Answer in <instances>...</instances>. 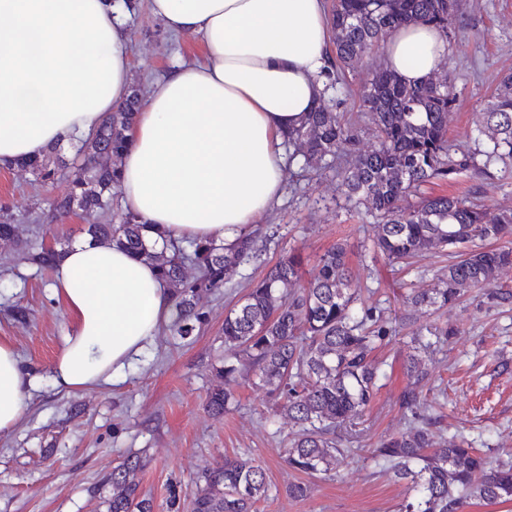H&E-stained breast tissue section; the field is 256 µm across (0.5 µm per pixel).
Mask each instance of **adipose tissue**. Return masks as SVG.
<instances>
[{
  "label": "adipose tissue",
  "mask_w": 512,
  "mask_h": 512,
  "mask_svg": "<svg viewBox=\"0 0 512 512\" xmlns=\"http://www.w3.org/2000/svg\"><path fill=\"white\" fill-rule=\"evenodd\" d=\"M126 0H0V169L94 133L134 86ZM204 63L151 84L119 166L125 210L157 242L229 244L284 193L283 144L320 102L332 33L325 0H149ZM386 64L420 84L446 62L435 28L404 25ZM52 291L73 320L51 366L54 387L111 382L176 316L149 262L81 238L55 263ZM34 378L0 339V433L21 421Z\"/></svg>",
  "instance_id": "1"
}]
</instances>
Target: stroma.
<instances>
[{"instance_id":"35a3bbf8","label":"stroma","mask_w":512,"mask_h":512,"mask_svg":"<svg viewBox=\"0 0 512 512\" xmlns=\"http://www.w3.org/2000/svg\"><path fill=\"white\" fill-rule=\"evenodd\" d=\"M139 4L128 35L141 88L179 62L201 60L204 49L194 37L171 36L150 13L148 0ZM455 24L460 35L446 67L456 95L448 137L478 151L488 142L487 107L501 79L512 73V0H458ZM284 179L281 200L258 221L273 230L260 244V261L237 267L224 288L203 299L200 329L184 339L160 330L113 383L80 393L60 391L50 379L73 323L51 291L52 275L0 243V276L11 283L0 290V337L11 341L35 377L23 420L0 436V512H110L112 470L130 455L146 463L140 489L152 499L154 512H166L172 496L187 512L203 472L227 456L247 457L265 468L271 494L257 512H398L407 487L374 462L372 450L381 437L404 427L397 400L408 382L404 362L415 337L445 321L459 334L426 357L432 378L425 393L440 416L433 433L440 440L464 437L495 455L512 454V304L470 288L453 309L414 311L409 294L443 278L447 258L426 251L405 264L375 252L376 220L340 199L335 169L288 171ZM68 186L63 176L44 184L31 172L0 169V208L45 242L66 244L86 221L78 210L55 217L51 203ZM423 190L474 196L492 211H512V158L492 165L489 174L470 171ZM340 239L347 241L353 273L369 288V302L381 310L389 330L375 351L388 378L353 428L344 463L334 475L313 477L285 463L291 428L287 419L274 418L273 401L254 382L237 387V404L224 416H210L205 402L214 367L224 356V315L248 282L293 247L305 258L304 279H311L317 257ZM17 307L28 311V323L13 319ZM298 482L311 485L307 498L289 496V486Z\"/></svg>"}]
</instances>
